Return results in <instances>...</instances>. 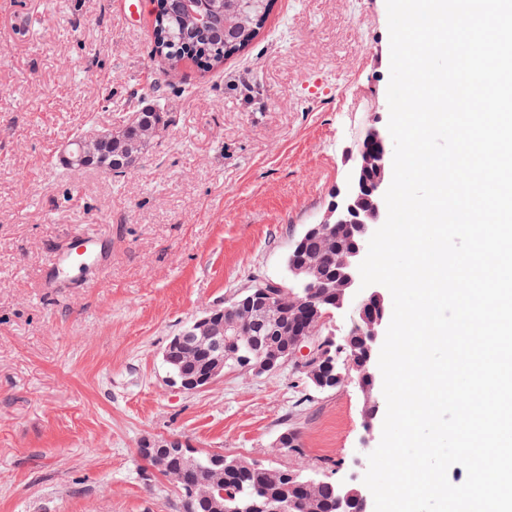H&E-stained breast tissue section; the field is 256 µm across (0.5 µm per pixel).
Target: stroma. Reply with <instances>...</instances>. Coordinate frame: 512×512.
<instances>
[{"instance_id": "1", "label": "stroma", "mask_w": 512, "mask_h": 512, "mask_svg": "<svg viewBox=\"0 0 512 512\" xmlns=\"http://www.w3.org/2000/svg\"><path fill=\"white\" fill-rule=\"evenodd\" d=\"M0 0V512H180L141 442L183 436L337 482L364 477L366 399L317 391L293 366L183 392L170 338L256 280L287 278L293 239L387 123L385 0H273L260 35L209 71H168L153 0ZM159 106L134 173L62 162L86 127ZM107 260L49 272L75 234ZM296 451L279 454L284 430Z\"/></svg>"}]
</instances>
